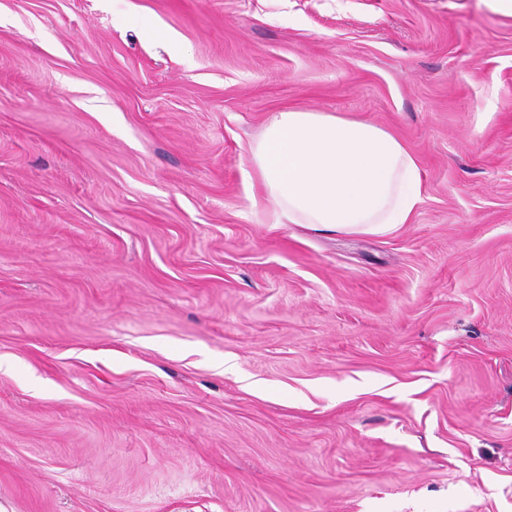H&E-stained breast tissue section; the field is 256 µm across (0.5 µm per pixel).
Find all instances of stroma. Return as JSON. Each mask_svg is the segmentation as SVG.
Instances as JSON below:
<instances>
[{
    "label": "stroma",
    "instance_id": "stroma-1",
    "mask_svg": "<svg viewBox=\"0 0 512 512\" xmlns=\"http://www.w3.org/2000/svg\"><path fill=\"white\" fill-rule=\"evenodd\" d=\"M397 135L382 237L273 225L272 113ZM0 512H512V16L0 0Z\"/></svg>",
    "mask_w": 512,
    "mask_h": 512
}]
</instances>
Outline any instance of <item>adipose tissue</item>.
<instances>
[{
  "label": "adipose tissue",
  "instance_id": "1",
  "mask_svg": "<svg viewBox=\"0 0 512 512\" xmlns=\"http://www.w3.org/2000/svg\"><path fill=\"white\" fill-rule=\"evenodd\" d=\"M249 179L276 224L382 236L411 223L423 201L419 164L388 130L330 112L282 111L248 147Z\"/></svg>",
  "mask_w": 512,
  "mask_h": 512
}]
</instances>
